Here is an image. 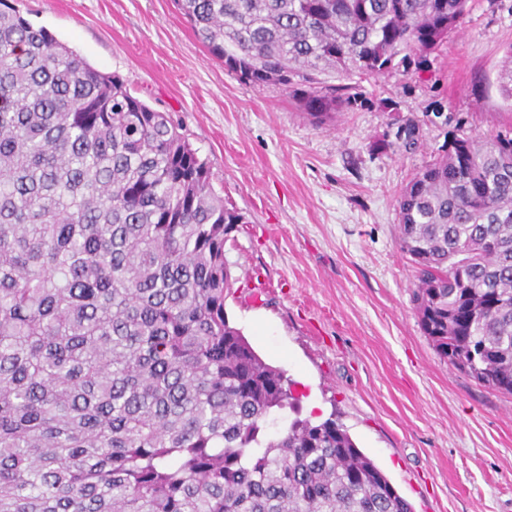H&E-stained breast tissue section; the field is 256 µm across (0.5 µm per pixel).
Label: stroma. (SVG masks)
Returning a JSON list of instances; mask_svg holds the SVG:
<instances>
[{
    "mask_svg": "<svg viewBox=\"0 0 512 512\" xmlns=\"http://www.w3.org/2000/svg\"><path fill=\"white\" fill-rule=\"evenodd\" d=\"M7 2L170 113L242 216L224 247L238 279L225 310L292 382L296 407L277 427L339 416L414 512H512V396L448 365L424 335L395 202L453 138L512 133L496 80L512 0H469L424 70L363 82L362 107L320 122L285 87L227 72L174 0ZM408 119L419 135L405 151L394 141Z\"/></svg>",
    "mask_w": 512,
    "mask_h": 512,
    "instance_id": "stroma-1",
    "label": "stroma"
}]
</instances>
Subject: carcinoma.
<instances>
[{
    "instance_id": "carcinoma-1",
    "label": "carcinoma",
    "mask_w": 512,
    "mask_h": 512,
    "mask_svg": "<svg viewBox=\"0 0 512 512\" xmlns=\"http://www.w3.org/2000/svg\"><path fill=\"white\" fill-rule=\"evenodd\" d=\"M469 0H175L244 83L322 121L438 50ZM498 83L512 102V47ZM439 357L512 395V136L456 137L396 198ZM241 215L166 112L0 9V512H412L224 309Z\"/></svg>"
}]
</instances>
